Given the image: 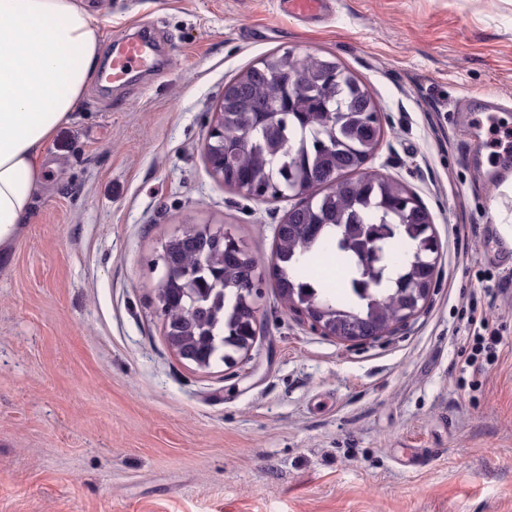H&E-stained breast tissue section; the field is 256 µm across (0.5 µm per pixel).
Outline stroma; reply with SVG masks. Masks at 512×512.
I'll use <instances>...</instances> for the list:
<instances>
[{
  "mask_svg": "<svg viewBox=\"0 0 512 512\" xmlns=\"http://www.w3.org/2000/svg\"><path fill=\"white\" fill-rule=\"evenodd\" d=\"M81 0L112 39L150 28L162 70L94 79L47 149L34 212L0 259V512H512V260L494 189L512 147L474 149L464 105L512 127V0ZM337 60L371 91L368 171L432 216L429 304L353 345L289 311L271 276L291 198L257 201L202 146L227 83L272 53ZM230 230L260 260L259 332L234 367L169 348L164 243ZM501 332L469 365L473 313ZM323 1L326 0H279V6L284 13L307 18L321 9Z\"/></svg>",
  "mask_w": 512,
  "mask_h": 512,
  "instance_id": "35a3bbf8",
  "label": "stroma"
}]
</instances>
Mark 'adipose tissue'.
Listing matches in <instances>:
<instances>
[{"instance_id": "1", "label": "adipose tissue", "mask_w": 512, "mask_h": 512, "mask_svg": "<svg viewBox=\"0 0 512 512\" xmlns=\"http://www.w3.org/2000/svg\"><path fill=\"white\" fill-rule=\"evenodd\" d=\"M99 22L78 0H0V257L29 222L45 152L100 64Z\"/></svg>"}]
</instances>
